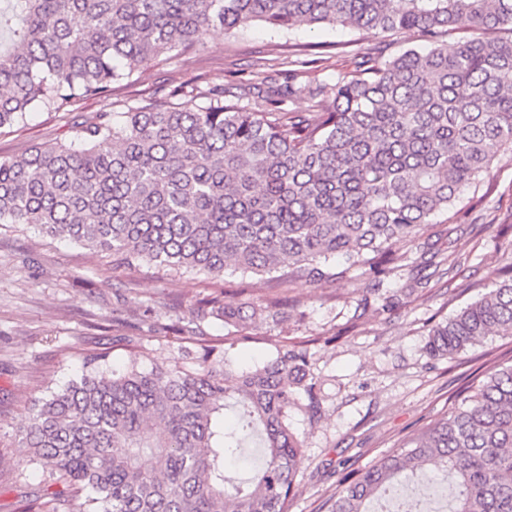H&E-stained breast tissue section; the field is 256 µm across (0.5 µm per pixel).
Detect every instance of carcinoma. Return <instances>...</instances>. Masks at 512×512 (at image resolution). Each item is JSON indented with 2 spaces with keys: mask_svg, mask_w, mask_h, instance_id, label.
<instances>
[{
  "mask_svg": "<svg viewBox=\"0 0 512 512\" xmlns=\"http://www.w3.org/2000/svg\"><path fill=\"white\" fill-rule=\"evenodd\" d=\"M0 129L31 112L108 99L150 62L188 52L210 30L262 23L276 30L350 27L379 38L415 31L429 41L318 88L310 112L269 75L226 103L222 84L102 110L68 143L0 160V224L35 226L127 267L220 276L278 274L333 280L357 268L380 295L396 242L448 211L462 190L512 148V38L448 46L465 26L512 32V0H5L0 25ZM247 99V104L240 100ZM279 303L250 304L275 319ZM242 311L201 300L193 315ZM431 357H452L488 336H512V269L479 299L433 325ZM86 358L81 374L32 409L21 431L48 474L22 512L59 503L68 512H286L303 441L288 408L308 357L283 345L228 382L224 351L198 367L122 373ZM309 420L321 417L306 386ZM260 448L252 476L228 485V458ZM430 463L458 487L448 512H512V365L405 446L341 481L329 512H431L419 497H392Z\"/></svg>",
  "mask_w": 512,
  "mask_h": 512,
  "instance_id": "1",
  "label": "carcinoma"
}]
</instances>
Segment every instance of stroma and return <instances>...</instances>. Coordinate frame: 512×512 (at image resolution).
I'll use <instances>...</instances> for the list:
<instances>
[{"label": "stroma", "instance_id": "1", "mask_svg": "<svg viewBox=\"0 0 512 512\" xmlns=\"http://www.w3.org/2000/svg\"><path fill=\"white\" fill-rule=\"evenodd\" d=\"M373 46L349 28L278 31L255 24L233 34L218 28L196 51H175L163 64L144 66L132 86L113 94L111 107L123 111L160 87L221 84L232 90L278 70L293 75L288 110L306 112L320 83L353 71ZM103 107L87 99L0 129V159L67 140L75 121ZM393 250L403 265L384 277L397 291L386 305L364 296L369 281L357 271L322 285H280L230 268L219 278L146 264L130 269L37 228L0 225V512H15L45 478L19 442L33 402L73 379L87 354L108 353L116 368L132 359L146 369L185 366L204 343L223 348L238 368L262 363L284 344L306 348V380L319 392L323 414L319 423L309 422L302 390L288 410L303 448L287 512H327L347 472L402 447L461 404L475 375L512 364V336L486 338L453 358L424 350L433 324L490 291L512 265V150L420 231L416 247L397 243ZM437 250L468 260L442 274L422 264L425 252ZM273 297L287 301L274 321L234 326L217 316L192 317L200 299L236 308Z\"/></svg>", "mask_w": 512, "mask_h": 512}]
</instances>
